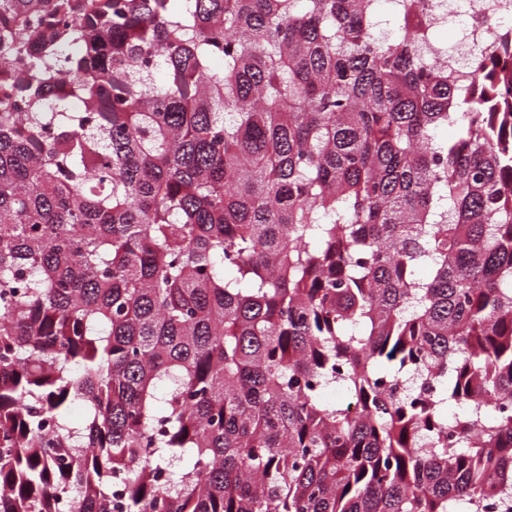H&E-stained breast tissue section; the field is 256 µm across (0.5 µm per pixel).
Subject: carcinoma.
Returning <instances> with one entry per match:
<instances>
[{
  "instance_id": "1",
  "label": "carcinoma",
  "mask_w": 512,
  "mask_h": 512,
  "mask_svg": "<svg viewBox=\"0 0 512 512\" xmlns=\"http://www.w3.org/2000/svg\"><path fill=\"white\" fill-rule=\"evenodd\" d=\"M390 3L0 0V512H512V26ZM501 5V15L512 19V2L510 0H430L429 15L435 22H443L445 17L457 14L464 10L469 22V34L467 41L457 49L456 52L445 56L442 62L448 67V71L458 77H465L468 71L469 55L472 43L478 40L490 39L492 33L482 25L485 11ZM463 17L441 23L434 28V38L437 42L455 49L463 34Z\"/></svg>"
}]
</instances>
